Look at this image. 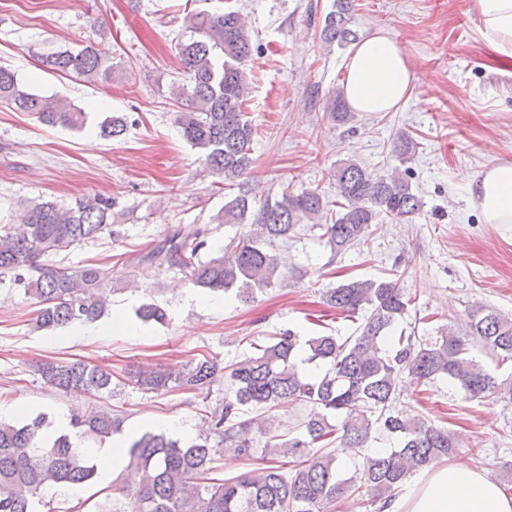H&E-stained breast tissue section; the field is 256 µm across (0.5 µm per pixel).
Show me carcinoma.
I'll list each match as a JSON object with an SVG mask.
<instances>
[{
	"label": "carcinoma",
	"mask_w": 512,
	"mask_h": 512,
	"mask_svg": "<svg viewBox=\"0 0 512 512\" xmlns=\"http://www.w3.org/2000/svg\"><path fill=\"white\" fill-rule=\"evenodd\" d=\"M351 0H336L321 29V40L342 47L358 39L349 27ZM193 36L180 43L179 56L192 83L186 108L176 113L184 138L201 152L204 171L224 180L238 193L224 201L212 221L238 224L244 232L229 239L224 249L203 261L204 230L194 238L166 237L147 260L176 266L194 286L208 293L235 292L242 302L271 288L285 277L274 243L295 236L305 224L323 230L334 253L361 241L371 225L384 218L413 220L424 207L402 173L376 175L348 160L334 174L338 211L328 215V201L317 190L284 191L252 207L251 192L242 178L252 163L257 130L245 115L248 94L246 65L253 45L241 14L197 11L184 17ZM59 74H74L91 83L112 82L113 52L90 42L79 50H60L47 60ZM0 104L17 112H31L48 126L81 129L85 110L71 102L32 93L13 70L0 66ZM331 118L353 120L338 92L328 105ZM107 138L127 130L126 118L107 116L99 125ZM416 143L405 135L393 142L400 162L409 161ZM115 202L98 195L63 206L53 200L23 204L19 227L0 234V278L9 277L37 300L35 328L97 320L109 299L102 288L110 271L96 265L63 268L43 261L51 252L98 237L112 225ZM412 299L399 277L346 279L322 296L324 306L353 318L365 312L356 335L332 334L300 341L290 329L271 336L255 352L229 365L215 357L194 358L177 368L143 370L134 375L146 391L179 387L210 393L222 381L230 387L224 404L209 412L201 433L189 442L146 433L126 450L128 467L139 481L133 487L114 481L123 499V512H330L336 501L365 492L374 512H384L415 472L450 458L458 448L455 434L444 426L393 407L403 375L416 382L446 379L472 398L512 402V381L500 379L472 356L473 339L512 361V319L483 304L472 306L465 332L440 328L436 338L421 344L416 336L393 337L390 331L409 313ZM144 323H164L165 310L144 304L137 310ZM328 366L319 375L307 365ZM37 371L45 384L63 392L99 397L112 394V371L81 361L41 363ZM295 404L310 407L298 436L270 432L258 417L245 410H272ZM120 414L101 406L72 416L71 426L100 442L122 431ZM44 420L28 423L0 420V512H34L51 488H71L90 482L97 466L70 437L58 435L43 446L39 432ZM383 432L393 448L365 454L355 475L344 477L336 462L340 454L367 447L372 431ZM266 437L265 464L230 479L211 477L212 463L232 450L250 455L254 434ZM292 458L291 471L279 465Z\"/></svg>",
	"instance_id": "carcinoma-1"
}]
</instances>
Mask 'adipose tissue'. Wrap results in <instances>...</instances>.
<instances>
[{
  "label": "adipose tissue",
  "mask_w": 512,
  "mask_h": 512,
  "mask_svg": "<svg viewBox=\"0 0 512 512\" xmlns=\"http://www.w3.org/2000/svg\"><path fill=\"white\" fill-rule=\"evenodd\" d=\"M480 31L497 59L512 64V0H477ZM343 96L356 112H390L405 102L413 80L409 60L376 29L351 50ZM469 202L486 224H512V161L493 158L467 181ZM385 512H512V495L463 460L421 470Z\"/></svg>",
  "instance_id": "obj_1"
}]
</instances>
